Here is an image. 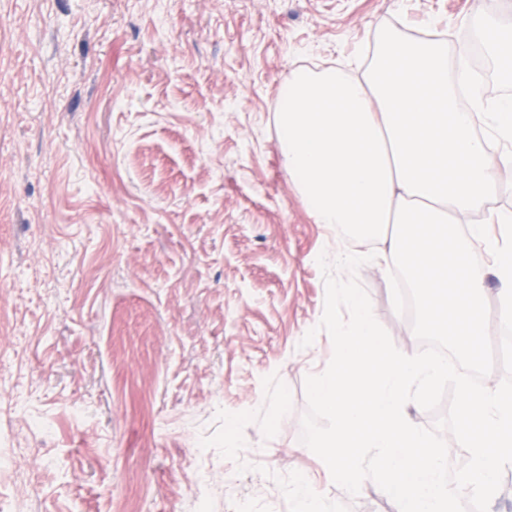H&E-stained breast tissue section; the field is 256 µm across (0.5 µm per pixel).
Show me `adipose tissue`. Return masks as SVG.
I'll return each instance as SVG.
<instances>
[{
  "instance_id": "1",
  "label": "adipose tissue",
  "mask_w": 512,
  "mask_h": 512,
  "mask_svg": "<svg viewBox=\"0 0 512 512\" xmlns=\"http://www.w3.org/2000/svg\"><path fill=\"white\" fill-rule=\"evenodd\" d=\"M496 31L487 51L512 75V23L497 15L472 21ZM470 74L448 65V41L430 23L375 28L361 75L294 69L281 89L276 121L280 152L313 223L349 233L353 248L328 249L326 262L407 271L422 302L427 334L479 349L481 299L488 277L512 315V212L488 208L512 172V98L474 91L460 108ZM499 146V166L488 150ZM481 214V222L466 216ZM484 247L486 267L462 266L448 231Z\"/></svg>"
}]
</instances>
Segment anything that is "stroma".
<instances>
[{
    "label": "stroma",
    "mask_w": 512,
    "mask_h": 512,
    "mask_svg": "<svg viewBox=\"0 0 512 512\" xmlns=\"http://www.w3.org/2000/svg\"><path fill=\"white\" fill-rule=\"evenodd\" d=\"M474 13L512 0H0V512H293L333 354L317 258L346 240L283 163L279 91L380 21L474 46ZM356 278L421 351L388 271Z\"/></svg>",
    "instance_id": "1"
}]
</instances>
